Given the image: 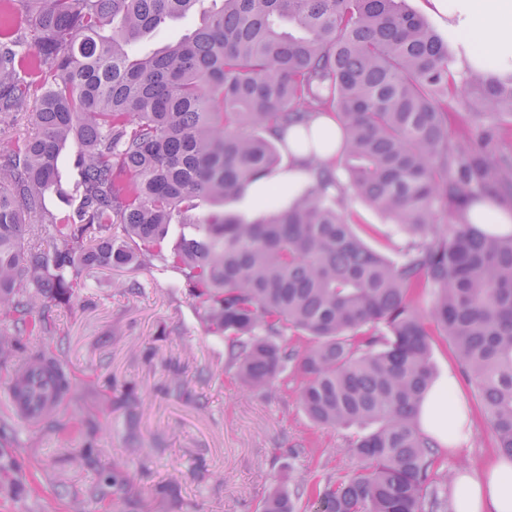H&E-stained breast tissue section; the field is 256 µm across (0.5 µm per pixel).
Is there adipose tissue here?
Masks as SVG:
<instances>
[{"instance_id": "ef3b65f1", "label": "adipose tissue", "mask_w": 512, "mask_h": 512, "mask_svg": "<svg viewBox=\"0 0 512 512\" xmlns=\"http://www.w3.org/2000/svg\"><path fill=\"white\" fill-rule=\"evenodd\" d=\"M446 19L449 39L461 45L460 67L512 77V0H430ZM298 128L284 136L290 165L280 175L283 184L313 181L318 163L330 161L332 150L315 152L296 146ZM417 420L423 434L433 438L440 452L453 454L470 440L469 408L457 391L455 377L436 379L424 394ZM456 512H512V459L493 457L481 471L458 469L453 477Z\"/></svg>"}]
</instances>
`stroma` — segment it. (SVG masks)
<instances>
[{
  "mask_svg": "<svg viewBox=\"0 0 512 512\" xmlns=\"http://www.w3.org/2000/svg\"><path fill=\"white\" fill-rule=\"evenodd\" d=\"M177 273L154 264L84 271L69 305L37 309L54 335L23 341L59 358L71 385L58 412L30 429L0 399V512H261L275 487L307 491L357 460L355 432L315 426L296 384L256 391L228 367L198 300ZM470 442L442 473L479 468L496 452L474 390ZM120 467L132 492L120 504L90 501L102 476Z\"/></svg>",
  "mask_w": 512,
  "mask_h": 512,
  "instance_id": "35a3bbf8",
  "label": "stroma"
}]
</instances>
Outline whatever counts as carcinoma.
Here are the masks:
<instances>
[{"label": "carcinoma", "instance_id": "carcinoma-1", "mask_svg": "<svg viewBox=\"0 0 512 512\" xmlns=\"http://www.w3.org/2000/svg\"><path fill=\"white\" fill-rule=\"evenodd\" d=\"M210 2L0 0V120L32 127L0 147V358L51 332L34 308L69 303L84 270L157 261L199 299L244 385L286 390L296 371L313 423L371 427L349 445L356 468L313 484L318 512H448L438 444L412 414L436 380L433 337L449 341L512 455V233L465 218L493 191L512 196V150L486 130L450 132L448 104L467 87L511 121L512 79L460 78L405 0ZM197 14L192 31L134 51ZM315 113L341 119L343 145L301 202L282 208L274 190L262 220L192 218L199 200L267 176L283 132ZM71 142L76 199L57 219L45 200L62 194ZM350 193L408 237L395 257L347 223ZM45 224L47 247L28 246ZM296 498L275 488L263 512H297Z\"/></svg>", "mask_w": 512, "mask_h": 512}]
</instances>
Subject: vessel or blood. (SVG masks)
<instances>
[{"instance_id":"obj_1","label":"vessel or blood","mask_w":512,"mask_h":512,"mask_svg":"<svg viewBox=\"0 0 512 512\" xmlns=\"http://www.w3.org/2000/svg\"><path fill=\"white\" fill-rule=\"evenodd\" d=\"M20 364L27 371V379L21 384H8L7 405L17 419L31 427L55 415L65 392L54 386L53 362L31 356L21 359Z\"/></svg>"}]
</instances>
